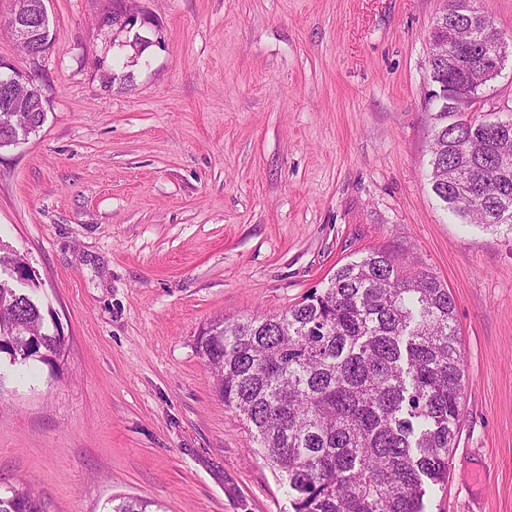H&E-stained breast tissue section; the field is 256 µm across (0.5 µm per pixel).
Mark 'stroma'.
<instances>
[{
  "label": "stroma",
  "instance_id": "1",
  "mask_svg": "<svg viewBox=\"0 0 512 512\" xmlns=\"http://www.w3.org/2000/svg\"><path fill=\"white\" fill-rule=\"evenodd\" d=\"M444 0H49L46 117L0 151V242L64 334L0 360V490L49 512H292L194 349L386 248L456 304L464 422L423 512H512V234L431 190L429 33ZM121 13L117 15L112 23L101 24L102 27H112V31L124 32L129 31L135 27L138 23L144 26L148 23L149 17L139 11H134L130 5L129 0H123L121 5ZM0 512H48V506L23 480L3 495L0 491ZM116 501H118V503H115ZM108 503H110L111 506L107 512H159L158 510H153L151 507H161L151 501L134 496L111 498Z\"/></svg>",
  "mask_w": 512,
  "mask_h": 512
}]
</instances>
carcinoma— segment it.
Returning <instances> with one entry per match:
<instances>
[{
    "mask_svg": "<svg viewBox=\"0 0 512 512\" xmlns=\"http://www.w3.org/2000/svg\"><path fill=\"white\" fill-rule=\"evenodd\" d=\"M430 72L452 86L462 71ZM428 161L433 193L466 223L512 234V126L466 121L437 101ZM0 263L29 267L0 243ZM31 275L0 279V353L13 364L64 355ZM195 348L224 406L254 430L293 512H423L425 483L448 477L463 421L465 375L455 302L427 271L373 250L280 315L217 318ZM108 512H155L141 497ZM0 512H48L21 481Z\"/></svg>",
    "mask_w": 512,
    "mask_h": 512,
    "instance_id": "1",
    "label": "carcinoma"
}]
</instances>
